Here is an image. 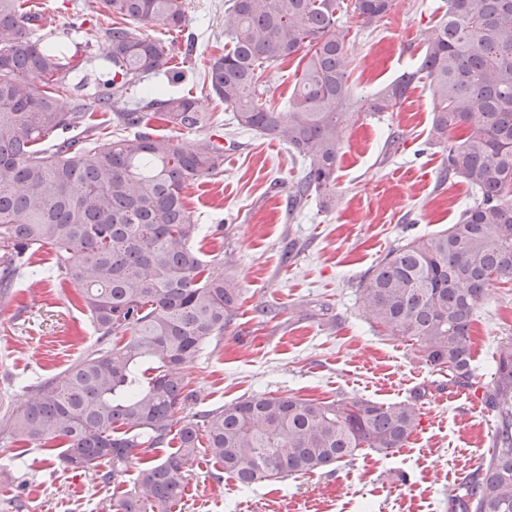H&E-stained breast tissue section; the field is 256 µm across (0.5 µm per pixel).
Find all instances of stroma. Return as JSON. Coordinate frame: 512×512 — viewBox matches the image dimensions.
<instances>
[{"label":"stroma","instance_id":"obj_1","mask_svg":"<svg viewBox=\"0 0 512 512\" xmlns=\"http://www.w3.org/2000/svg\"><path fill=\"white\" fill-rule=\"evenodd\" d=\"M41 34L102 53L109 27L98 0H32ZM225 0H186L179 32L141 26L161 41L180 80L159 73L146 83L193 97L211 125L197 132L163 127L185 146L213 134L234 143L216 175L184 190L200 233L194 246L219 256L216 272L235 280L241 302L223 335L189 364L190 417L252 394L324 401L415 402L418 428L404 447L374 450L307 475L250 487L225 474L206 449L190 463L175 512H450V498L488 456L495 421L481 401L497 348L512 341V281L494 283L471 325L476 376L459 386L428 367L417 347L372 326L358 304L364 274L408 238L456 223L471 202L469 186L443 175L444 154L430 136L433 88L412 87L402 104L380 115L363 111L368 96L419 65L442 0H394L378 21L352 24L348 35L352 107L336 170V198L288 210L303 163L286 144L239 129L205 80L222 54ZM303 69L298 57L267 70L263 85L286 107ZM399 142H392V133ZM43 278H19L0 294V407L20 405L24 388L62 379L93 349L97 334L77 289L59 282L53 254H39ZM54 447L18 448L0 436V512H110L131 489L136 466L115 483L67 468Z\"/></svg>","mask_w":512,"mask_h":512}]
</instances>
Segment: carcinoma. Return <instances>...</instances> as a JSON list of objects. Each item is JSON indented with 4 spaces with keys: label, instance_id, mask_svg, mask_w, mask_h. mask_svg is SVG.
Masks as SVG:
<instances>
[{
    "label": "carcinoma",
    "instance_id": "carcinoma-1",
    "mask_svg": "<svg viewBox=\"0 0 512 512\" xmlns=\"http://www.w3.org/2000/svg\"><path fill=\"white\" fill-rule=\"evenodd\" d=\"M29 0H0V294L44 248L58 276L78 288L98 348L66 376L34 386L0 414L12 442H61L73 470L103 463L104 483L119 480L137 453L135 487L112 512H174L204 432L211 457L249 486L310 474L365 448L403 447L420 425L404 401H320L255 394L177 417L192 393L186 369L202 346L224 334L240 300L236 284L212 271L193 247L199 225L184 188L221 171L224 146L208 137L185 147L153 122L188 132L209 125L193 99L143 91L153 99L114 111L141 81L168 65L164 47L136 25L182 30L185 0H102L112 17L100 55L105 92L70 91L63 80L75 53L34 37L41 16ZM394 0H226L231 48L211 57L205 77L236 125L288 145L304 163L288 196L292 211L315 195L336 193L340 134L349 110V55L342 17L369 25ZM418 67L366 101V111H395L427 79L434 88L432 140L445 173L474 191L455 224L410 238L363 277L359 308L390 336L414 341L425 363L455 383L474 377L470 327L486 289L512 279V0H445ZM305 60L284 112L260 91L263 73L285 59ZM112 111L119 134L93 141L67 135L88 114ZM52 143V149L42 145ZM482 401L495 418L489 457L451 499L454 512H512V342L498 347ZM174 450L159 457L158 449Z\"/></svg>",
    "mask_w": 512,
    "mask_h": 512
}]
</instances>
